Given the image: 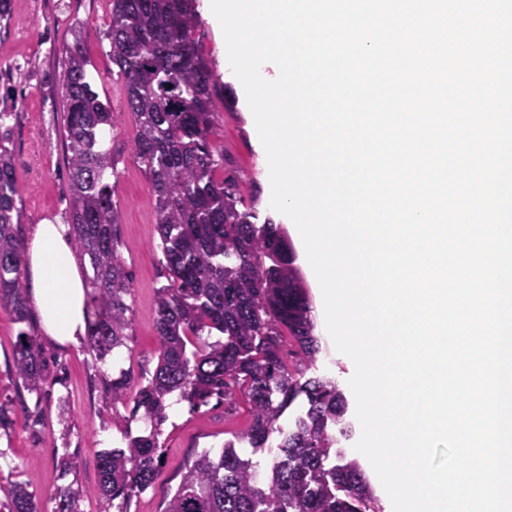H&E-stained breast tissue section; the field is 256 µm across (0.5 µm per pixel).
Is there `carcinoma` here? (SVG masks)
<instances>
[{"label":"carcinoma","instance_id":"obj_1","mask_svg":"<svg viewBox=\"0 0 512 512\" xmlns=\"http://www.w3.org/2000/svg\"><path fill=\"white\" fill-rule=\"evenodd\" d=\"M196 0H111L101 42L124 81L135 118L132 154L152 188L153 217L167 284L158 289L154 373L134 398L146 434L98 459L96 494L119 504L159 475L158 426L176 393L197 404L248 391L251 423L238 442L265 448L279 435L269 470L230 441L197 453L165 512H381L357 461L328 465L345 401L336 382L303 378L282 358L287 329L304 363L320 352L306 289L278 225L240 211L236 184L217 177L224 147L215 140L217 83L195 37ZM72 243L85 266L86 346L96 360L126 346L130 280L117 250L120 212L107 144L114 120L93 87L83 28L72 27L62 79ZM0 131V306L27 324L19 185ZM15 373L28 390L46 381L40 347L27 330L15 342ZM124 372L106 398L127 395ZM307 409L292 427L277 425L299 396ZM80 491L61 487L54 512H82ZM0 512H39L25 482L11 486Z\"/></svg>","mask_w":512,"mask_h":512}]
</instances>
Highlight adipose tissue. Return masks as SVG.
<instances>
[{"mask_svg":"<svg viewBox=\"0 0 512 512\" xmlns=\"http://www.w3.org/2000/svg\"><path fill=\"white\" fill-rule=\"evenodd\" d=\"M26 264L45 334L62 345L76 342L87 329L86 290L66 226L37 225Z\"/></svg>","mask_w":512,"mask_h":512,"instance_id":"obj_1","label":"adipose tissue"}]
</instances>
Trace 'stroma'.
Segmentation results:
<instances>
[{
	"instance_id": "stroma-1",
	"label": "stroma",
	"mask_w": 512,
	"mask_h": 512,
	"mask_svg": "<svg viewBox=\"0 0 512 512\" xmlns=\"http://www.w3.org/2000/svg\"><path fill=\"white\" fill-rule=\"evenodd\" d=\"M109 13L110 0H12L10 22H0V98H6L13 113L8 147L20 187L17 205L23 240L32 242L35 226L43 220L64 223L69 208L62 58L72 25L79 21L96 87L115 119L114 199L121 215L116 237L131 284L126 346L110 366H98L85 340L62 346L45 336L37 308H30L24 327L36 336L49 364L48 380L38 394L24 388L14 375L13 346L22 326L6 308H0V400L10 403V419L0 427V501L13 482L24 481L42 512H53V496L66 485L83 491V512H117L94 493L98 458L104 450L120 445L125 436L142 434L145 424L135 413L132 399L114 404L105 393L117 370L127 374L132 388H139L150 378L159 355L154 309L157 291L166 279L150 183L131 155L134 118L126 106L124 83L101 46V30ZM196 35L225 86L228 106L219 109L216 122V139L224 148V173L240 176L243 209L261 220L273 218L287 236H294L293 223L270 206L269 176L259 138L231 78L224 42L206 12L198 14ZM321 347L308 376L331 377L343 394H350L353 363L331 343L322 342ZM249 408L243 388L236 389L230 400L198 407L171 396L159 429V475L154 484L125 502L126 512H164L195 454L221 447L246 430ZM67 455L77 458V469L62 470L61 461Z\"/></svg>"
}]
</instances>
